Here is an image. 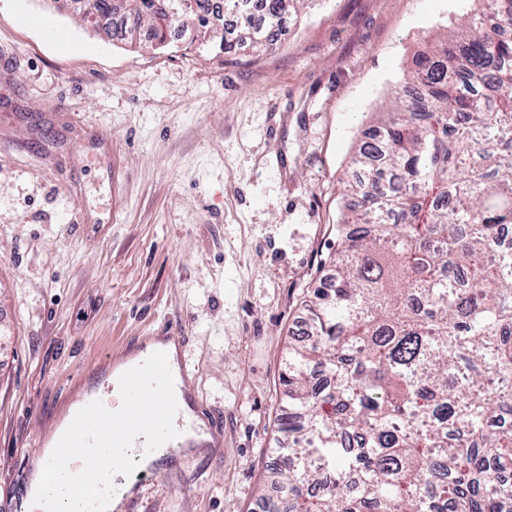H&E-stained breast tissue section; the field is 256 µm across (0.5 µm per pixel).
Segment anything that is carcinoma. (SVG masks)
<instances>
[{
  "label": "carcinoma",
  "mask_w": 512,
  "mask_h": 512,
  "mask_svg": "<svg viewBox=\"0 0 512 512\" xmlns=\"http://www.w3.org/2000/svg\"><path fill=\"white\" fill-rule=\"evenodd\" d=\"M96 31L175 24L226 55L269 45L304 0H73ZM426 40L342 179L331 288L291 346L286 455L268 512H512V0Z\"/></svg>",
  "instance_id": "obj_1"
}]
</instances>
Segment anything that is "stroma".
Instances as JSON below:
<instances>
[{
	"mask_svg": "<svg viewBox=\"0 0 512 512\" xmlns=\"http://www.w3.org/2000/svg\"><path fill=\"white\" fill-rule=\"evenodd\" d=\"M471 6L316 0L272 48L227 56L53 11L73 54L33 23L40 0H0V512L40 436L166 321L224 453L172 450L138 512H259L338 180L423 38Z\"/></svg>",
	"mask_w": 512,
	"mask_h": 512,
	"instance_id": "stroma-1",
	"label": "stroma"
}]
</instances>
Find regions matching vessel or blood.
Instances as JSON below:
<instances>
[{
    "label": "vessel or blood",
    "mask_w": 512,
    "mask_h": 512,
    "mask_svg": "<svg viewBox=\"0 0 512 512\" xmlns=\"http://www.w3.org/2000/svg\"><path fill=\"white\" fill-rule=\"evenodd\" d=\"M192 368L181 359L170 369L159 350H142L123 371L113 374L128 400L127 427H115L98 401H85L59 433L54 451L46 456L47 469H54L60 457L84 462L77 482L88 489L85 512H131L155 470L147 456L163 448H191L193 439L185 437L179 401L172 394L173 379L190 385ZM103 448H123L127 457L120 461L99 460Z\"/></svg>",
    "instance_id": "1"
}]
</instances>
